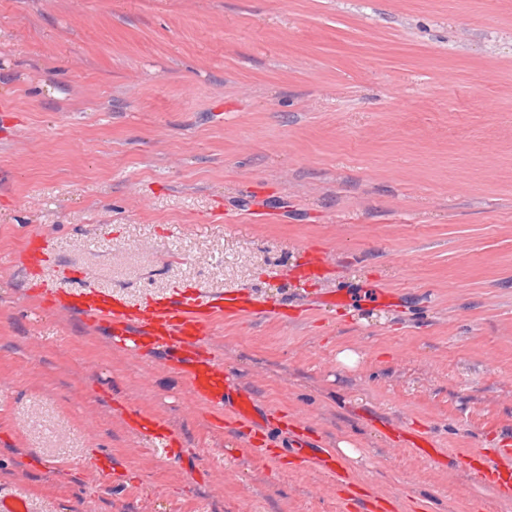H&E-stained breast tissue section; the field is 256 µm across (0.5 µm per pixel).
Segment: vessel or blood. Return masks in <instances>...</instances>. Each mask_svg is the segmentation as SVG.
<instances>
[{
  "mask_svg": "<svg viewBox=\"0 0 512 512\" xmlns=\"http://www.w3.org/2000/svg\"><path fill=\"white\" fill-rule=\"evenodd\" d=\"M45 298L65 300L67 305L87 318L104 321L113 342L133 351L149 352L158 348L169 350L172 361L188 381L194 399L215 411L231 407L233 417L242 423L255 424V405L251 396L242 390H231L223 367L201 357L199 345L206 334V325L214 312L237 317L255 311L257 302L252 296L231 294L220 305L200 303L194 297H182L165 302L146 301L136 310H128L113 294L92 288L60 296L57 289L43 286ZM296 458L301 466L314 467L337 475L341 472L334 457L326 452L314 453L299 448ZM466 469L477 470L483 480L496 482L502 496L512 498V476L490 467H476L470 455L459 457Z\"/></svg>",
  "mask_w": 512,
  "mask_h": 512,
  "instance_id": "1",
  "label": "vessel or blood"
}]
</instances>
